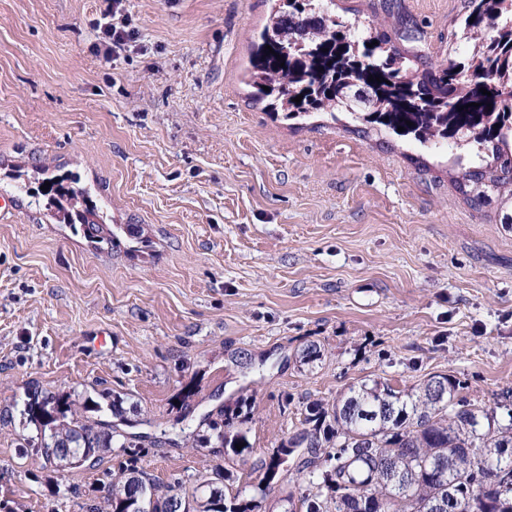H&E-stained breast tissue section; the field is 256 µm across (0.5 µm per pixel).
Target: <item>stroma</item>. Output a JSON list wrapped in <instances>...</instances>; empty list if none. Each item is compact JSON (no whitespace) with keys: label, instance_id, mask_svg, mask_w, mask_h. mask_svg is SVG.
<instances>
[{"label":"stroma","instance_id":"obj_1","mask_svg":"<svg viewBox=\"0 0 512 512\" xmlns=\"http://www.w3.org/2000/svg\"><path fill=\"white\" fill-rule=\"evenodd\" d=\"M107 0H0V512H84L121 452L54 467L24 415L31 389L114 402L138 465L198 498L214 467L253 495L305 406L373 380L451 374L473 407L512 388V202L471 206L454 150L299 123L244 82L271 0H130L134 50L102 60ZM464 0H333L331 12L426 35V61L470 54ZM79 176L77 211L129 234L96 249L47 207L44 175ZM316 345L320 357L302 352ZM249 399L242 459L160 430Z\"/></svg>","mask_w":512,"mask_h":512}]
</instances>
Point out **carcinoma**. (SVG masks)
<instances>
[{
	"label": "carcinoma",
	"instance_id": "1",
	"mask_svg": "<svg viewBox=\"0 0 512 512\" xmlns=\"http://www.w3.org/2000/svg\"><path fill=\"white\" fill-rule=\"evenodd\" d=\"M278 8L252 43L249 82L252 96L269 101L289 120L324 111L352 112L337 88L355 79L379 94L380 108L353 112L354 119L378 133L411 136L422 146L454 145L479 164L464 170L457 189L473 206L508 193L512 198V0H466L464 31L476 40L463 61L448 59L438 67L412 71L406 56L385 31L359 36L348 21L324 12L321 0H277ZM313 29L305 45L285 54L284 42ZM378 44H373V41ZM271 46L274 53L265 50ZM380 81L370 82L368 77ZM491 92L487 96L480 89ZM301 102H294L297 96ZM464 110H459V107ZM412 125H407V122ZM405 131H398V127ZM466 129L453 138L452 129ZM44 195L64 209L74 189L50 178ZM80 231L95 244H113L117 233L103 224L81 220ZM429 378L415 391L395 389L387 382H363L348 388L332 405L306 406L308 427L273 448L263 462L254 491L264 496L280 467L296 449H304L298 465L307 484L296 497L288 494L284 512H512V480L500 477L495 460L512 454V422L495 425L494 415L478 414L459 396L461 381ZM246 407L219 411L207 426L213 434L180 428L195 447L216 438L227 457L250 452L246 432L238 427ZM33 419L53 425L41 436L40 451L52 464L73 451L85 461L96 452L121 449L129 459L119 466L106 494L86 512H254L255 498L242 493L226 497L216 484L231 479L220 467L205 502L186 500L183 481L174 480L165 493L138 468L139 451L120 440L118 425L91 420L76 403L52 392L34 391L27 402ZM243 447L238 449L236 444Z\"/></svg>",
	"mask_w": 512,
	"mask_h": 512
}]
</instances>
